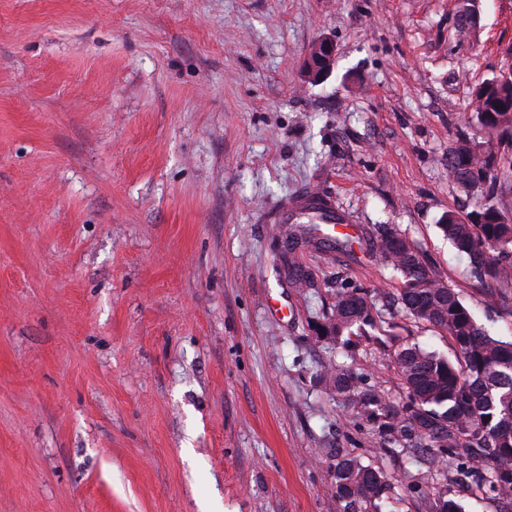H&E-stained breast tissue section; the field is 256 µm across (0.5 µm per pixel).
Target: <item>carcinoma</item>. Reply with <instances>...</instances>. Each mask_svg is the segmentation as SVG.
Returning <instances> with one entry per match:
<instances>
[{
	"instance_id": "1",
	"label": "carcinoma",
	"mask_w": 512,
	"mask_h": 512,
	"mask_svg": "<svg viewBox=\"0 0 512 512\" xmlns=\"http://www.w3.org/2000/svg\"><path fill=\"white\" fill-rule=\"evenodd\" d=\"M475 0H460L456 14L458 34L467 36L476 26ZM466 108L476 126L473 137L448 149V180L476 195L474 209L462 215L443 214L439 229L454 248L467 256L481 281H512V218L499 209L495 186L512 180V70L477 86ZM288 252L280 262L283 272L302 288L308 278L292 254L310 243L294 224L286 229ZM367 244L383 263L400 275V288L387 309L448 333L463 362L427 351L417 344L400 346L395 361L407 402L402 411L372 389L359 386L346 367L331 363L323 378L336 398L367 413L382 427L405 415L410 431L425 448L456 454L460 468L497 492L512 508V341H504L476 322L458 293L430 264L420 248L391 224L379 225L367 235ZM382 312L374 299L358 289L336 291L330 311L319 323L317 335L338 342L342 336L373 327ZM330 485L342 512H362L381 499L385 474L336 450Z\"/></svg>"
}]
</instances>
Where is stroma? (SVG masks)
Returning <instances> with one entry per match:
<instances>
[{"label": "stroma", "instance_id": "stroma-1", "mask_svg": "<svg viewBox=\"0 0 512 512\" xmlns=\"http://www.w3.org/2000/svg\"><path fill=\"white\" fill-rule=\"evenodd\" d=\"M0 0V512H341L337 452L381 469L378 512H430L439 468L464 512L489 488L388 433L319 380L349 366L392 403L406 316L333 343L337 288L380 297L377 253L305 246L280 269L276 212L305 189L394 224L478 324L512 338L437 226L469 212L446 158L473 88L512 69V0ZM336 49L304 74L312 44ZM474 3L475 0L460 1V6L456 14V23L460 37H466L476 26L477 16L474 10Z\"/></svg>", "mask_w": 512, "mask_h": 512}]
</instances>
